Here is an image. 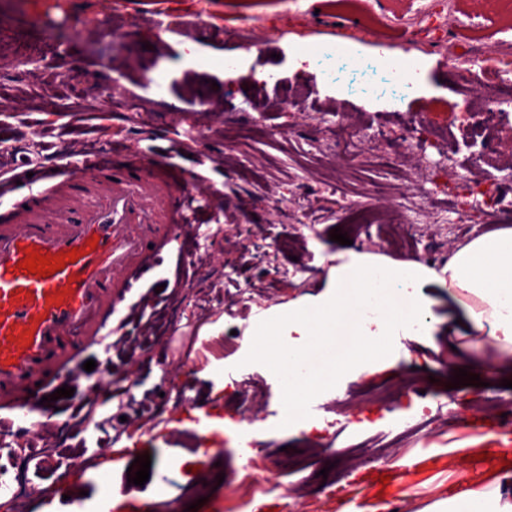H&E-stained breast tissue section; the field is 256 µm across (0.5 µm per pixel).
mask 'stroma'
Listing matches in <instances>:
<instances>
[{
  "label": "stroma",
  "instance_id": "obj_1",
  "mask_svg": "<svg viewBox=\"0 0 512 512\" xmlns=\"http://www.w3.org/2000/svg\"><path fill=\"white\" fill-rule=\"evenodd\" d=\"M457 12L474 14L459 39L497 44L512 14L497 0L475 13L472 0H453ZM210 15L211 31L200 37L190 19ZM348 11L311 17L289 10L283 0H0V20L36 23L37 37L16 41L0 32V169L19 159L49 163L52 155L80 160L89 147L124 140L137 153H165L170 162L193 172L206 166L207 179L195 193L206 205L210 223L183 227L194 264L181 287L167 288L154 319L143 320L134 335H112L84 352L93 371H79L75 411L20 439L15 453L0 456V467L20 479L14 501H0V512H224L226 485L219 475L242 479L254 456L272 480L241 512H296L313 499L326 500L327 512H444L454 488L455 463L474 458L473 488L496 484L512 502V465H501L496 451L505 445L498 418L465 411L440 418L428 430L399 443L384 439L399 418L443 402L454 369L450 358L448 291L436 284L425 293L434 304L436 327L429 336L393 337L387 352L346 361L336 380L313 391L318 415L288 410L277 393L281 379L269 354L251 343L259 314L302 306L323 291L336 264L334 230L347 233L355 248L395 261L418 260L440 267L455 244L490 230L482 217L463 220L457 210L463 187L439 190L424 178H407L398 166L405 136L418 121L453 129L458 156L479 155L490 140L461 98L393 99L378 106L367 95L337 91L322 71L295 72L281 58L279 43L257 51L237 37L246 25H265L284 35L318 39L338 35ZM162 15L174 29L158 40L152 19ZM199 50L185 54L187 45ZM247 56L251 67L277 64L276 81L250 83L224 79L225 58ZM168 74L165 91L150 78ZM120 79L107 84L106 72ZM304 93L288 99L291 88ZM82 100L80 108L55 109L58 101ZM367 124L362 147L364 172L343 184L324 183L329 153L335 152L347 123ZM260 124L264 133L228 141L225 129ZM396 181L395 203L410 234L402 250L389 249L378 228L357 231L345 218L349 205L364 202L371 182ZM410 359H403V352ZM474 373L481 386H463L465 400L512 397V366L488 343L473 349ZM123 361L139 367L135 382L112 379V398L103 406L87 387L103 379V368ZM425 370L431 380L421 394L406 393L394 403L368 404L365 393L392 384L403 372ZM204 397L209 410L208 440L197 436L191 400ZM353 399L338 413L336 402ZM250 417L263 430L253 447H240L230 435ZM384 444L387 463L346 465L341 447ZM219 457L202 453V445ZM52 458L53 469L37 467L30 451ZM489 453L490 461L480 460ZM150 455V476L129 483L134 459ZM327 477H320V470ZM388 474L380 489L373 474ZM172 484L158 495L159 475ZM70 484L62 494L61 484Z\"/></svg>",
  "mask_w": 512,
  "mask_h": 512
}]
</instances>
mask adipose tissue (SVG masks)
<instances>
[{"instance_id": "ef3b65f1", "label": "adipose tissue", "mask_w": 512, "mask_h": 512, "mask_svg": "<svg viewBox=\"0 0 512 512\" xmlns=\"http://www.w3.org/2000/svg\"><path fill=\"white\" fill-rule=\"evenodd\" d=\"M322 45L354 61L378 58L396 71L404 69L408 58L401 50L371 48L340 36L323 44L304 38L289 44L288 50L298 63L307 64ZM431 283L448 288L449 335L480 337L496 344L505 357H512L511 224L496 225L459 245L438 270L418 261L392 262L381 255L346 249L336 255L325 293L256 327V335L263 339L285 333L309 339L306 350L289 349L287 356L275 361L288 376L289 399L304 404L320 383L329 380L321 365L323 344L336 343L358 356L387 349L394 336L430 335L435 322L424 289Z\"/></svg>"}]
</instances>
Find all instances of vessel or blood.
I'll use <instances>...</instances> for the list:
<instances>
[{
	"instance_id": "1",
	"label": "vessel or blood",
	"mask_w": 512,
	"mask_h": 512,
	"mask_svg": "<svg viewBox=\"0 0 512 512\" xmlns=\"http://www.w3.org/2000/svg\"><path fill=\"white\" fill-rule=\"evenodd\" d=\"M0 183L8 195L0 201V448L8 451L16 411L51 419L71 406L50 394L83 348L142 315L139 288L172 258L177 227L199 213L186 175L117 141L82 164L36 166ZM76 247L78 260L68 261ZM36 248L65 265L44 278L18 269Z\"/></svg>"
}]
</instances>
